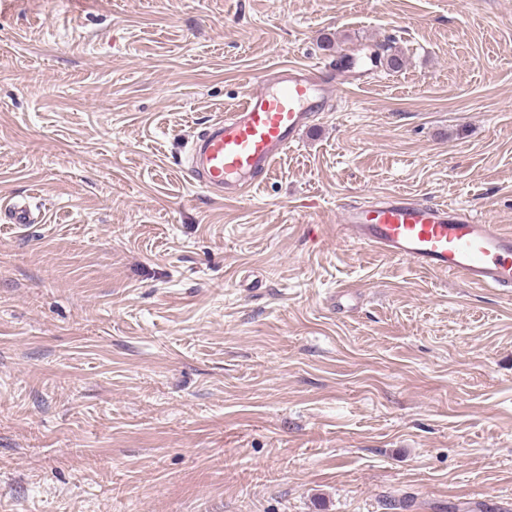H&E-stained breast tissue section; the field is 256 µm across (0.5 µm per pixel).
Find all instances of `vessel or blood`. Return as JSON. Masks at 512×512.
<instances>
[{"label":"vessel or blood","mask_w":512,"mask_h":512,"mask_svg":"<svg viewBox=\"0 0 512 512\" xmlns=\"http://www.w3.org/2000/svg\"><path fill=\"white\" fill-rule=\"evenodd\" d=\"M368 75L349 59L275 70L250 88L234 111L212 121L193 142L183 171L208 194L238 199L295 147L335 88ZM342 228L354 243L385 256L477 288L512 289V232L469 209L393 192L345 208Z\"/></svg>","instance_id":"1"}]
</instances>
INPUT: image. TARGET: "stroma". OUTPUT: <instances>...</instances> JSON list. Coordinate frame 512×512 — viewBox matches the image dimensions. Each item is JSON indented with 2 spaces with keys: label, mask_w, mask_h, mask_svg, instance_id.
I'll return each instance as SVG.
<instances>
[{
  "label": "stroma",
  "mask_w": 512,
  "mask_h": 512,
  "mask_svg": "<svg viewBox=\"0 0 512 512\" xmlns=\"http://www.w3.org/2000/svg\"><path fill=\"white\" fill-rule=\"evenodd\" d=\"M334 92L238 200L251 83ZM405 192L512 228V0H7L0 512H512V295L352 243ZM369 72L350 59L275 70L233 112L212 121L193 142L182 170L208 194L238 199L295 147L335 88L360 83Z\"/></svg>",
  "instance_id": "35a3bbf8"
}]
</instances>
